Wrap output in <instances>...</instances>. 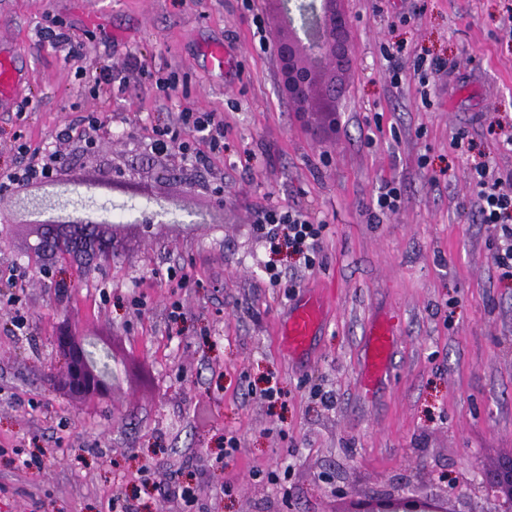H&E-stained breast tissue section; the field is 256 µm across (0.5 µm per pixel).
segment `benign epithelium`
I'll return each instance as SVG.
<instances>
[{"label": "benign epithelium", "mask_w": 512, "mask_h": 512, "mask_svg": "<svg viewBox=\"0 0 512 512\" xmlns=\"http://www.w3.org/2000/svg\"><path fill=\"white\" fill-rule=\"evenodd\" d=\"M281 21L284 30L277 36L280 72L288 96L302 105L307 121L321 125L327 115L339 111L341 85L339 78L349 73L356 59L352 51L350 16L344 0H267ZM39 192H6L14 199L17 213L36 227V249L44 262L47 286L60 288L51 281L53 268L61 260L84 254L90 266L112 258V207L118 201L112 198V185L87 184L79 189L69 184L46 180L38 186ZM154 203L148 224H177L178 211L183 206H172L169 196L149 194ZM197 223L214 224L224 216V200L217 196L212 212L203 214L188 211ZM76 335L65 330L55 337V345L62 357V365L50 373L57 388L73 399L112 394V372L108 365L98 361L82 344L70 345ZM346 512H452L448 496L437 492H409L401 488L365 496L350 501Z\"/></svg>", "instance_id": "7a95c632"}]
</instances>
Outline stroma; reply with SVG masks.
Listing matches in <instances>:
<instances>
[{"mask_svg":"<svg viewBox=\"0 0 512 512\" xmlns=\"http://www.w3.org/2000/svg\"><path fill=\"white\" fill-rule=\"evenodd\" d=\"M356 65L342 91L341 129L318 138L281 93L275 55L259 45L275 20L265 0H0V43L25 54L33 83L0 111V169L19 142L72 152L62 177L100 179L106 164L195 211L224 196V221L114 231V257L66 288L44 287L36 236L0 197V512H182L140 494L142 473L196 486L199 512H343L350 495L402 483L447 492L451 512H498L487 473L512 457V278L494 261L496 237L474 206L470 170L512 171L488 131L512 124V0H347ZM63 30L73 49L51 44ZM232 61L211 72L203 49ZM399 51L393 86L384 57ZM116 63L119 87L85 78ZM443 72L419 84L415 64ZM224 116V152L208 166L153 151L157 126L179 113ZM104 119L95 159L59 133ZM467 129L454 147L455 128ZM386 181L399 210L374 219ZM292 206L325 224L315 267L270 252L257 210ZM281 281L269 282L266 265ZM324 289L331 315L308 356L281 339L294 294ZM28 323L11 332V301ZM180 317L170 315L172 302ZM394 318L389 377L362 385L373 320ZM72 326L107 357L118 389L73 400L45 381ZM281 390L277 404L261 391ZM331 392L333 404L316 397ZM240 448L224 454V436ZM230 482L224 495L217 488Z\"/></svg>","mask_w":512,"mask_h":512,"instance_id":"stroma-1","label":"stroma"}]
</instances>
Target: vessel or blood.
<instances>
[{
	"label": "vessel or blood",
	"mask_w": 512,
	"mask_h": 512,
	"mask_svg": "<svg viewBox=\"0 0 512 512\" xmlns=\"http://www.w3.org/2000/svg\"><path fill=\"white\" fill-rule=\"evenodd\" d=\"M31 78V73L20 64L17 51L0 49L1 104L13 101ZM327 305V299L318 290L306 292L295 300L283 330V339L290 354L299 356L310 350L315 337L326 323ZM395 341L396 335L391 323L382 321L370 326L362 378L365 389L374 388L387 377Z\"/></svg>",
	"instance_id": "vessel-or-blood-1"
}]
</instances>
